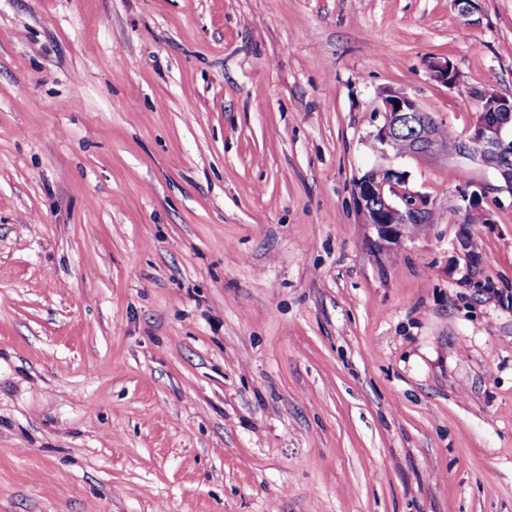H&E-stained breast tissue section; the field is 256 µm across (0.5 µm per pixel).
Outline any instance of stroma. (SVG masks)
<instances>
[{
    "mask_svg": "<svg viewBox=\"0 0 512 512\" xmlns=\"http://www.w3.org/2000/svg\"><path fill=\"white\" fill-rule=\"evenodd\" d=\"M385 87L464 136L512 0H0V512H512V194ZM384 122L378 128L376 139L385 147L410 155H427L437 147V136L432 134L435 124L428 112L423 111L418 101L402 89L384 88L380 92ZM409 136L413 142L402 138ZM400 142V144H399ZM356 197L365 223L377 230L381 240L397 242L411 224L426 217L428 198L412 190L407 174L377 166L356 183Z\"/></svg>",
    "mask_w": 512,
    "mask_h": 512,
    "instance_id": "obj_1",
    "label": "stroma"
}]
</instances>
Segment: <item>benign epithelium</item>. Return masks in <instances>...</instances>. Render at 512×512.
Instances as JSON below:
<instances>
[{
    "mask_svg": "<svg viewBox=\"0 0 512 512\" xmlns=\"http://www.w3.org/2000/svg\"><path fill=\"white\" fill-rule=\"evenodd\" d=\"M429 70L437 82L450 88L455 86L452 77L456 68L449 59L432 60ZM380 99L384 122L376 139L381 145L396 150L399 139L407 136L414 141V155H427L436 149L434 120L414 97L402 89L388 87L380 92ZM478 102L475 120L455 144V150L462 157L494 168L502 181L500 189L512 194V99L489 87L480 94ZM356 197L365 223L373 225L383 241H399L409 226L426 217L427 196L412 190L407 174L394 168L377 166L368 171L356 183ZM461 201L456 214L463 224L482 205L475 192L461 195Z\"/></svg>",
    "mask_w": 512,
    "mask_h": 512,
    "instance_id": "benign-epithelium-1",
    "label": "benign epithelium"
}]
</instances>
